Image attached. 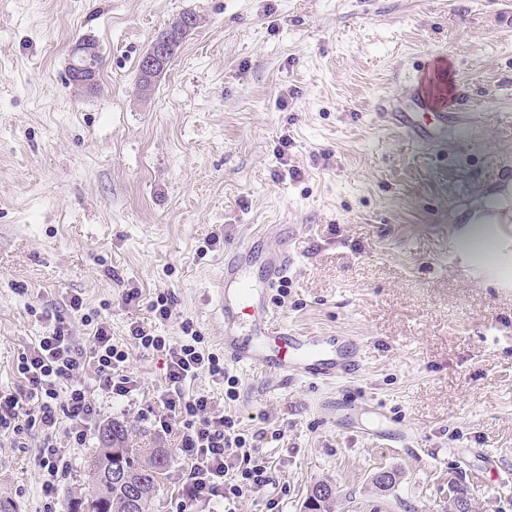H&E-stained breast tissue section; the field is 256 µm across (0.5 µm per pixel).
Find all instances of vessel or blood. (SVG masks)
Returning <instances> with one entry per match:
<instances>
[{"label": "vessel or blood", "instance_id": "vessel-or-blood-1", "mask_svg": "<svg viewBox=\"0 0 512 512\" xmlns=\"http://www.w3.org/2000/svg\"><path fill=\"white\" fill-rule=\"evenodd\" d=\"M431 77L419 74L413 84V96L422 111L431 113L432 125H422L416 114L404 111L391 101L378 107L377 115L388 128L398 131L410 142L431 144L436 130L472 125L473 114L464 111L461 102L436 103L431 92ZM252 255L250 244L236 247L224 261V273L218 280L217 308L224 314V356L229 361L252 368L273 371L288 377L300 374L314 380H333L357 375L364 362L360 340L350 337L337 345L335 337L279 331L264 293L253 288L241 274L242 262ZM268 285L277 287L287 274L291 261L287 249L271 251L268 256ZM256 310L251 322L250 340H243L238 327L247 310Z\"/></svg>", "mask_w": 512, "mask_h": 512}]
</instances>
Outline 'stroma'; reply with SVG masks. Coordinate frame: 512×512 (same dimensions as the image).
<instances>
[{
	"instance_id": "stroma-1",
	"label": "stroma",
	"mask_w": 512,
	"mask_h": 512,
	"mask_svg": "<svg viewBox=\"0 0 512 512\" xmlns=\"http://www.w3.org/2000/svg\"><path fill=\"white\" fill-rule=\"evenodd\" d=\"M200 24L149 99L138 63L184 11ZM94 39L101 87L68 81L72 46ZM434 63L479 115L468 138L412 144L375 116L410 108ZM468 149L467 165L455 162ZM512 181V0H0V391L48 327L50 309L80 347V296L136 380L99 392V425L126 424L137 448L170 450L153 512H182L175 432L149 414L165 358L134 326L173 341L190 322L224 352L212 286L224 257L260 233L245 273L263 286L267 251L296 262L268 295L275 325L354 336L358 377L289 381L225 363L236 398L209 374L195 389L257 447L271 483L238 512H303L331 480L336 512H448L452 485L474 512H512V285L474 270L462 237L483 194ZM140 301L124 303L126 289ZM165 296L169 320L150 303ZM98 427L71 447L57 512L86 485ZM41 433L0 436V512H43ZM397 471L386 492L372 484Z\"/></svg>"
}]
</instances>
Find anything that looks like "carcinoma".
I'll return each instance as SVG.
<instances>
[{
	"label": "carcinoma",
	"mask_w": 512,
	"mask_h": 512,
	"mask_svg": "<svg viewBox=\"0 0 512 512\" xmlns=\"http://www.w3.org/2000/svg\"><path fill=\"white\" fill-rule=\"evenodd\" d=\"M121 466L127 480L109 478L112 468ZM169 466L163 448H135L130 445L127 426L112 422V437L101 438L100 448L88 461L87 491L71 499L68 512H151L161 476ZM327 495L305 504L309 512H335L336 486L329 480L314 483Z\"/></svg>",
	"instance_id": "obj_1"
}]
</instances>
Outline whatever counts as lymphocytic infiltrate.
I'll use <instances>...</instances> for the list:
<instances>
[{
	"instance_id": "lymphocytic-infiltrate-1",
	"label": "lymphocytic infiltrate",
	"mask_w": 512,
	"mask_h": 512,
	"mask_svg": "<svg viewBox=\"0 0 512 512\" xmlns=\"http://www.w3.org/2000/svg\"><path fill=\"white\" fill-rule=\"evenodd\" d=\"M182 331L183 340L173 343L139 326L131 330L139 346L163 353L166 359L165 386L153 417L165 432L171 423L181 426L178 454L186 465L184 507H191L206 492L223 498L224 512H237L244 497L268 485V462L248 445L243 433L235 432L234 421L214 411L209 393L191 390V383L201 373L219 380L226 374L219 356L201 347V338L193 334L190 323H183ZM127 359V353L113 344L106 323L93 325L90 346L83 349L60 319L20 356L19 389L0 393V432L9 431L18 437L43 432L39 454L45 473L40 491L49 503L44 512H54L50 503L67 469L53 439L54 432L65 428L70 442L83 446L99 415L82 378L84 371L93 370L106 393L128 397L136 385L123 373Z\"/></svg>"
}]
</instances>
